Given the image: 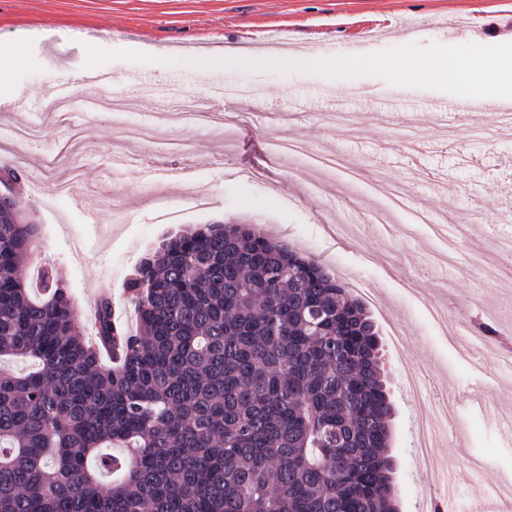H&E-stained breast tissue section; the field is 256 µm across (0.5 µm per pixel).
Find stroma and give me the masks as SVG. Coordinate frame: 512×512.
Wrapping results in <instances>:
<instances>
[{"label": "stroma", "mask_w": 512, "mask_h": 512, "mask_svg": "<svg viewBox=\"0 0 512 512\" xmlns=\"http://www.w3.org/2000/svg\"><path fill=\"white\" fill-rule=\"evenodd\" d=\"M25 35L9 80L17 109L0 106V167L41 164L35 191L0 175V196L14 195L39 227V256L55 265L94 339L95 296L108 290L115 315L129 321L125 284L135 264L163 239L207 224H254L321 260L378 327L394 406L390 421L399 512H420L421 474L413 465L417 407L450 395L459 439L431 448L432 465L452 469L455 512H471L475 484L512 482V443L503 435L499 390L506 369L460 358L427 305L451 313L457 328L512 345V129L482 112L456 121L437 112L447 92L398 85L377 76L328 80L291 71L243 72L191 64L188 54L225 45L289 49L310 44L335 54L356 44L378 53L404 43L455 45L463 38L496 44L512 34V0H0V51ZM168 49L160 72L126 42ZM114 80L130 120L154 112L153 98L175 106L206 97L233 129L231 138L202 127H170L185 141L179 154L151 143L126 146L108 112L90 111L97 94L84 72ZM34 124L26 143L8 132ZM330 157L313 166L306 154H274L272 139ZM136 168L114 166L127 149ZM79 169L89 193L57 194V182ZM183 170L182 181L163 179ZM387 179L406 206L387 214L388 234L373 222L381 206L376 183ZM208 196L198 210L185 194ZM386 222V223H387ZM406 336L390 340L392 326ZM424 384L414 400L405 368Z\"/></svg>", "instance_id": "35a3bbf8"}]
</instances>
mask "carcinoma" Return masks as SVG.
Listing matches in <instances>:
<instances>
[{
  "instance_id": "obj_1",
  "label": "carcinoma",
  "mask_w": 512,
  "mask_h": 512,
  "mask_svg": "<svg viewBox=\"0 0 512 512\" xmlns=\"http://www.w3.org/2000/svg\"><path fill=\"white\" fill-rule=\"evenodd\" d=\"M37 251L0 206V361L34 364L0 367V512H398L377 330L318 260L251 224L166 238L93 345L51 265L20 275Z\"/></svg>"
}]
</instances>
